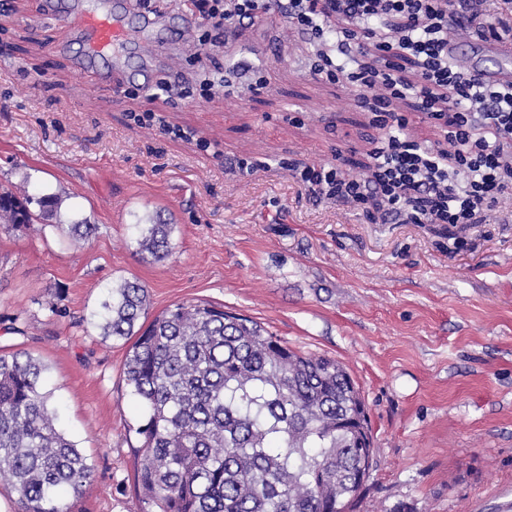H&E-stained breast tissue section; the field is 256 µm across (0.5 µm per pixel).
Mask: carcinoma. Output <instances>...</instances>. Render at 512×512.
Segmentation results:
<instances>
[{"label": "carcinoma", "instance_id": "cac0c4a2", "mask_svg": "<svg viewBox=\"0 0 512 512\" xmlns=\"http://www.w3.org/2000/svg\"><path fill=\"white\" fill-rule=\"evenodd\" d=\"M36 205L38 211L31 210ZM62 199L0 189V224L19 230L60 216ZM53 227L74 243L96 225ZM136 253L160 262L173 225H134ZM148 288L121 278L90 314L103 339L131 342L124 381L144 417L130 430L141 512H346L373 466L365 403L336 359L293 350L260 323L206 302L152 321ZM45 365L0 351V479L21 512H71L61 495L92 484L94 466L57 428Z\"/></svg>", "mask_w": 512, "mask_h": 512}]
</instances>
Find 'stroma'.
Wrapping results in <instances>:
<instances>
[{
    "mask_svg": "<svg viewBox=\"0 0 512 512\" xmlns=\"http://www.w3.org/2000/svg\"><path fill=\"white\" fill-rule=\"evenodd\" d=\"M126 2L136 30L106 83L80 76V36L46 19L44 0H0V186L58 194L62 222L97 226L79 248L42 224L0 230V350L46 365L57 425L95 467L64 494L73 512L141 509L127 346L88 323L121 277L147 286L150 315L207 302L345 366L376 450L350 512H498L512 487V194L448 230L314 196L286 161L336 159L356 176L380 131L311 74L305 34L267 18L204 46L189 0H157L168 39L140 28L142 0ZM145 68L166 90L139 86ZM219 69L233 93L180 98ZM145 110L191 138L135 125ZM156 214L174 249L145 263L134 225Z\"/></svg>",
    "mask_w": 512,
    "mask_h": 512,
    "instance_id": "35a3bbf8",
    "label": "stroma"
}]
</instances>
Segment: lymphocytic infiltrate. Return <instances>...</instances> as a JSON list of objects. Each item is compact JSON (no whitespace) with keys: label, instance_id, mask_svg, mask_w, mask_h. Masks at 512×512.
<instances>
[{"label":"lymphocytic infiltrate","instance_id":"1","mask_svg":"<svg viewBox=\"0 0 512 512\" xmlns=\"http://www.w3.org/2000/svg\"><path fill=\"white\" fill-rule=\"evenodd\" d=\"M483 0H195L208 44L226 30L265 17L282 18L314 47L313 75L355 92L381 131L366 175L338 166L294 169L293 178L353 206L382 209L414 223L467 224L482 207L512 191V83L487 84L448 53L451 26L477 37H512L484 25ZM410 102L442 133L448 149L410 139L394 109Z\"/></svg>","mask_w":512,"mask_h":512}]
</instances>
